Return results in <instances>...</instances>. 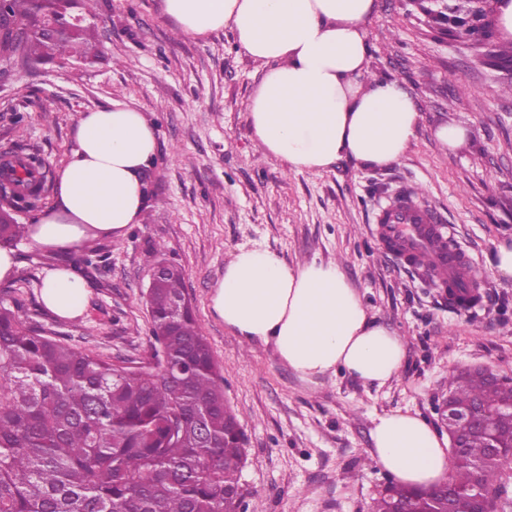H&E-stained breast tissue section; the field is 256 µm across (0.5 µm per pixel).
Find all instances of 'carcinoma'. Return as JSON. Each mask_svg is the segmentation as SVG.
<instances>
[{
	"label": "carcinoma",
	"instance_id": "carcinoma-1",
	"mask_svg": "<svg viewBox=\"0 0 512 512\" xmlns=\"http://www.w3.org/2000/svg\"><path fill=\"white\" fill-rule=\"evenodd\" d=\"M95 2L4 0L15 35L0 41V58L91 59L84 25L64 39L44 30L75 10L94 16ZM446 19L458 38L481 30L459 9ZM43 168L24 147L0 162V243L23 237L16 214L42 207ZM104 259L85 250L68 262L82 271ZM184 283L180 269L145 294L153 343L151 357L139 362L80 348L0 301V512H238L244 434L191 305L172 310ZM448 396L461 405L482 401L495 428L512 431V413L499 410L500 387L482 373L450 375ZM484 448L474 435L450 457L444 484L453 512H475L477 498L493 504L507 494L503 465L484 463ZM428 498L392 485L371 512H389L396 499L424 512Z\"/></svg>",
	"mask_w": 512,
	"mask_h": 512
}]
</instances>
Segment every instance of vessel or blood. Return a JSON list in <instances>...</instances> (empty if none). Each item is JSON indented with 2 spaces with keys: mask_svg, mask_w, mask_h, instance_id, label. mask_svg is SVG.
<instances>
[{
  "mask_svg": "<svg viewBox=\"0 0 512 512\" xmlns=\"http://www.w3.org/2000/svg\"><path fill=\"white\" fill-rule=\"evenodd\" d=\"M375 230L385 248L422 270L432 286L447 290L455 310L467 313L479 305L475 267L433 211L402 195L381 207Z\"/></svg>",
  "mask_w": 512,
  "mask_h": 512,
  "instance_id": "1",
  "label": "vessel or blood"
}]
</instances>
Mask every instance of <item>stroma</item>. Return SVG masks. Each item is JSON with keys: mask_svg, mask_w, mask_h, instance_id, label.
<instances>
[{"mask_svg": "<svg viewBox=\"0 0 512 512\" xmlns=\"http://www.w3.org/2000/svg\"><path fill=\"white\" fill-rule=\"evenodd\" d=\"M465 3L377 0L367 24L370 73L400 81L421 114L406 155L385 168L343 160L295 174L264 155L246 112L263 63L238 47L231 28L179 33L161 0H97L93 62L0 63V157L23 146L57 169L77 114L115 99L144 113L159 144L142 223L122 240L99 241L106 260L84 273L83 317L61 319L43 306L42 276L59 258L25 239L14 244L17 271L0 283V298L79 347L137 360L151 352L149 271L160 257L181 266L221 365L224 397L247 437L248 512H371L391 480L370 457L376 415L407 407L437 430L452 372L486 367L512 377V279L488 264L496 244L512 239V63L485 59L438 22L443 6ZM451 122L470 133L458 149L436 137ZM403 194L442 216L476 265V313L456 312L447 295L385 250L375 233L378 209ZM240 248L268 249L291 265L338 264L369 317L403 338L398 376L376 387L339 373L314 386L272 346L241 342L210 306Z\"/></svg>", "mask_w": 512, "mask_h": 512, "instance_id": "obj_1", "label": "stroma"}]
</instances>
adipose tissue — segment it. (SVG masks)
I'll list each match as a JSON object with an SVG mask.
<instances>
[{"label":"adipose tissue","instance_id":"adipose-tissue-1","mask_svg":"<svg viewBox=\"0 0 512 512\" xmlns=\"http://www.w3.org/2000/svg\"><path fill=\"white\" fill-rule=\"evenodd\" d=\"M177 30L202 37L231 27L265 65L247 104L253 136L290 171L319 173L347 158L367 168L400 161L420 114L402 85L371 76L366 23L375 0H162ZM154 127L124 101L76 116L74 145L57 169L53 200L27 238L64 253L124 238L149 202ZM88 284L64 266L46 270L40 300L62 319L82 317ZM215 315L242 341L272 345L309 383L345 373L381 387L396 377L400 336L371 319L334 263L289 265L267 249L238 250L211 295ZM371 459L398 484L428 487L448 474V442L418 414L376 416Z\"/></svg>","mask_w":512,"mask_h":512}]
</instances>
